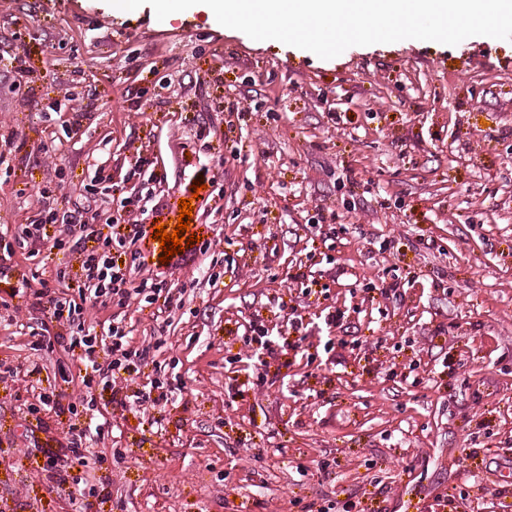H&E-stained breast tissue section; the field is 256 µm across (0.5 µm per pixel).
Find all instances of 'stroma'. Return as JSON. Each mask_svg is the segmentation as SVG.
<instances>
[{
  "mask_svg": "<svg viewBox=\"0 0 512 512\" xmlns=\"http://www.w3.org/2000/svg\"><path fill=\"white\" fill-rule=\"evenodd\" d=\"M0 153V512H512V41L324 60L203 5L0 0ZM189 196L206 250L160 263ZM47 197L147 232L96 247L161 287L80 315L98 364L112 325L148 350L114 372L127 409L17 293L81 283L61 224L13 245ZM89 425L57 487L46 451Z\"/></svg>",
  "mask_w": 512,
  "mask_h": 512,
  "instance_id": "1",
  "label": "stroma"
}]
</instances>
